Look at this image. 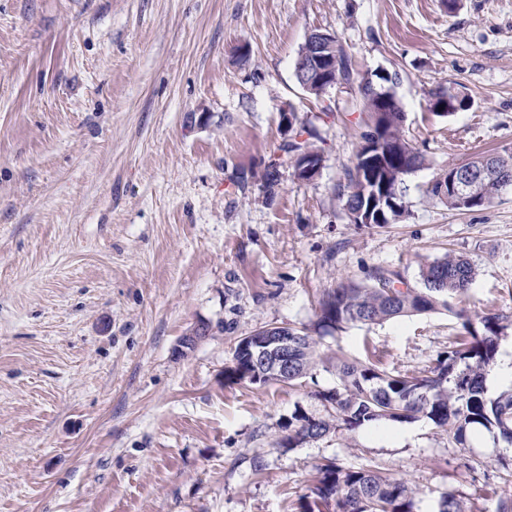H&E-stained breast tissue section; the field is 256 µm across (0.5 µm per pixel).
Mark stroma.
I'll return each mask as SVG.
<instances>
[{
    "label": "stroma",
    "mask_w": 512,
    "mask_h": 512,
    "mask_svg": "<svg viewBox=\"0 0 512 512\" xmlns=\"http://www.w3.org/2000/svg\"><path fill=\"white\" fill-rule=\"evenodd\" d=\"M314 29L352 62L319 98L294 76ZM380 72L425 157L408 216L382 227L338 197L366 129L359 86ZM449 83L470 107L436 116L429 93ZM292 142L321 152L313 179ZM506 149L512 0H0V512H297L326 458L407 480L416 512L450 489L493 512L512 466L486 433L463 452L428 420L381 421L288 450L295 408L321 414L312 393L335 373L291 387L224 371L240 338L313 326L321 291L377 267L417 288L423 264L467 259L465 306L512 313V190L479 210L428 192ZM458 330L440 309L320 348L412 372Z\"/></svg>",
    "instance_id": "stroma-1"
}]
</instances>
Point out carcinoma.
<instances>
[{"label": "carcinoma", "instance_id": "cac0c4a2", "mask_svg": "<svg viewBox=\"0 0 512 512\" xmlns=\"http://www.w3.org/2000/svg\"><path fill=\"white\" fill-rule=\"evenodd\" d=\"M336 82L351 81V60L342 45H336ZM368 130L362 134L355 163L338 196L347 213L369 208L365 183L373 180L390 194L397 193L399 207L385 211L381 224H390L409 214L395 174L404 168L419 169L425 157L403 133L402 106L396 95L378 100L362 93ZM295 153L298 170L309 156L321 154L298 142L288 144ZM476 182L474 209L493 204L499 194L512 188V153L477 156L469 160ZM431 194L448 208L459 204L448 182L436 178ZM477 269L466 259L446 255L420 268L421 288L410 287L401 273L387 268L373 270L368 280L340 281L322 291L316 324L322 329L342 330L349 325H373L398 317L425 314L445 308L459 320L460 332L448 340V350L434 366L413 373H392L382 367L380 357L360 361L342 355L329 356L318 350L309 329L291 328L288 343V384L314 377L322 367L334 369L336 387L317 390L314 398L324 415L316 416L297 408L288 420V434L282 446L298 448L317 441L332 431L353 432L380 421L399 423L427 418L448 433V444L461 451L469 449L468 433L484 429L495 442L512 447V388L495 397L488 395L486 379L495 364L500 342L512 330V315L495 308L471 311L454 308L452 300L467 293ZM266 331L252 334L249 348L235 345V366L225 370L227 378L249 380L252 373L265 376L262 383L275 380L271 373L277 352L261 346ZM416 489L406 480L383 474L373 465L344 468L333 459L315 466L310 493L299 499L298 512H414ZM438 512H476L461 494L442 496Z\"/></svg>", "mask_w": 512, "mask_h": 512}]
</instances>
